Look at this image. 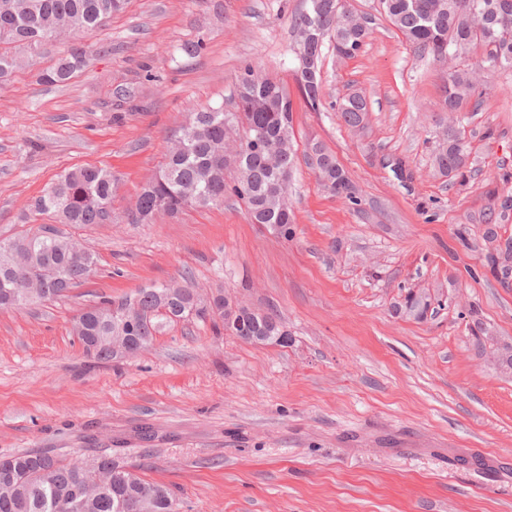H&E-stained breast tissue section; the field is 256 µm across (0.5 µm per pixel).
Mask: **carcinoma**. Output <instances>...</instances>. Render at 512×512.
Here are the masks:
<instances>
[{
	"mask_svg": "<svg viewBox=\"0 0 512 512\" xmlns=\"http://www.w3.org/2000/svg\"><path fill=\"white\" fill-rule=\"evenodd\" d=\"M128 0H0V83L11 79L25 59L38 57L47 37L61 30L75 37L106 25L122 12ZM337 0H307V7L292 17L296 34L293 52L298 60V92L312 110L321 105V69L308 71L304 60L322 61L323 48L336 55L355 56L369 29L351 15L336 13ZM380 13L412 44L415 52L436 61L449 54L462 60L481 52L471 67L459 65L448 72L442 87L444 108L460 114L481 103L476 71L489 75L512 70V0H379ZM100 45L89 51L74 44L43 73L47 84L68 82L86 69L91 57L106 55ZM235 110L209 107L193 113L168 149L162 170L142 186L131 224H148L159 212L176 215L190 206L224 204L231 194L246 206L250 220L284 238L292 235L293 215L289 190L297 165L294 141V102L288 89L263 76L252 66L238 78ZM367 97L354 92L338 104L340 119L351 128L364 127ZM263 134L258 147L250 139ZM307 164L332 195L361 209L348 171L320 141L305 151ZM432 164L437 173L463 183L468 177L469 153L462 132L450 125L436 136ZM118 176L96 166L69 169L29 206L32 215H46L58 224L85 226L105 223L106 207ZM512 209V194L495 196L482 214L485 224L505 222ZM99 262L90 251L79 255L74 239L58 231L47 235L44 226L31 227L8 241H0V309H24L37 302L54 301L85 282ZM512 263V250L487 256L489 271L500 277ZM207 299L192 285L170 281L140 288L133 295L103 297L83 309L72 331L87 355L109 361L116 327L132 337L130 356L148 350L171 323L216 320L240 340L259 343L260 336L279 335L280 315L240 319L224 311L223 289ZM430 306L426 296H408L405 310L416 318ZM13 466H0V512H176L170 489L148 481L137 468L117 463L110 454L99 455L102 471L90 478L84 459H67L48 451L12 455Z\"/></svg>",
	"mask_w": 512,
	"mask_h": 512,
	"instance_id": "carcinoma-1",
	"label": "carcinoma"
}]
</instances>
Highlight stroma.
<instances>
[{
    "instance_id": "stroma-1",
    "label": "stroma",
    "mask_w": 512,
    "mask_h": 512,
    "mask_svg": "<svg viewBox=\"0 0 512 512\" xmlns=\"http://www.w3.org/2000/svg\"><path fill=\"white\" fill-rule=\"evenodd\" d=\"M305 6L130 0L86 35L110 49L89 70L41 83L62 40L0 87V240L26 230L28 203L64 170L120 177L111 223L61 227L98 253V273L61 300L0 309V455L109 453L168 485L178 512H512V369L495 359L512 345V283L490 273L479 221L512 174L511 71L464 113L473 173L450 183L429 143L447 63L415 53L374 0H352L370 35L350 59L324 48L322 106L295 99L294 132L300 147L322 141L380 213L332 197L301 159L292 238L233 197L125 221L190 112L228 102L245 65L294 86L291 16ZM120 85L133 102L114 97ZM357 90L370 103L360 133L335 108ZM185 277L276 310L287 346L194 320L133 359L86 356L71 332L83 308ZM411 294L429 295L424 317L403 312Z\"/></svg>"
}]
</instances>
